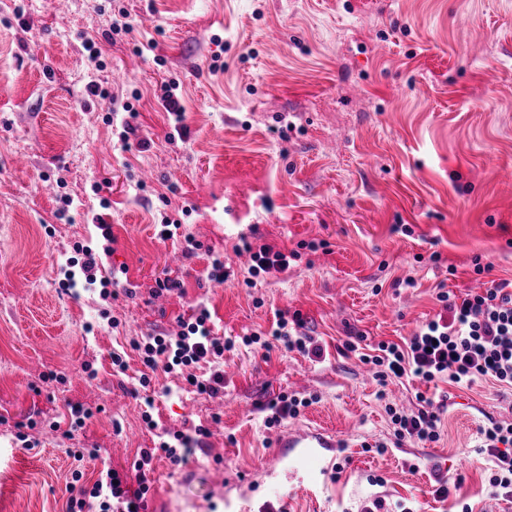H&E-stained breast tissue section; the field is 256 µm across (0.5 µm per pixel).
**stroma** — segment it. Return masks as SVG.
<instances>
[{
    "label": "stroma",
    "instance_id": "stroma-1",
    "mask_svg": "<svg viewBox=\"0 0 512 512\" xmlns=\"http://www.w3.org/2000/svg\"><path fill=\"white\" fill-rule=\"evenodd\" d=\"M123 12L132 28L113 33ZM170 81L179 134L160 101ZM244 237L300 256L247 287ZM78 243L117 276L111 297L61 290ZM216 256L234 282L208 279ZM168 278L178 290L157 294ZM503 280L512 0H0V512H66L76 470L136 489L139 449L199 428L187 462L154 459L141 512H363L377 498L380 512H512L479 450L489 419L512 421V390L383 386L361 359L443 314L438 291ZM202 306L234 348L185 376L147 372L134 341L177 335ZM280 311L301 314L321 357L240 344ZM217 372V395L188 382ZM282 394L310 404L266 427ZM421 394L439 441L397 440L386 404L411 411ZM74 405L91 413L76 430ZM82 448L96 457L76 460Z\"/></svg>",
    "mask_w": 512,
    "mask_h": 512
}]
</instances>
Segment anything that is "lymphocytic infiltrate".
<instances>
[{"label":"lymphocytic infiltrate","mask_w":512,"mask_h":512,"mask_svg":"<svg viewBox=\"0 0 512 512\" xmlns=\"http://www.w3.org/2000/svg\"><path fill=\"white\" fill-rule=\"evenodd\" d=\"M445 316L428 321L406 346L382 343L368 361L377 367L379 380L414 377L426 382L448 379L449 382L472 383L491 379L512 387V282L501 281L483 292H469L456 297L439 292ZM210 313L200 309L193 320L182 322L176 337L148 336L136 345L143 364L174 373L192 365L223 357L228 348L223 338L215 336L209 325ZM301 318L278 316L269 339L253 335L244 337L245 345L270 348L272 341L283 342L290 350L307 355H320L310 336L303 334ZM416 412L405 413L395 406L386 412L397 437H410L420 442L440 438L441 419L433 409V401L419 396ZM487 451L488 479L493 498L512 499V423L490 421L481 429ZM195 440L179 433L174 443L163 442L155 448H144L134 464L139 487L128 491L124 479L115 470L100 474L91 488L80 489L70 496L67 512H84L88 500H96L98 512H112L113 503L140 506L149 491L146 472L153 460L165 457L172 463L183 462Z\"/></svg>","instance_id":"f902f5d3"}]
</instances>
